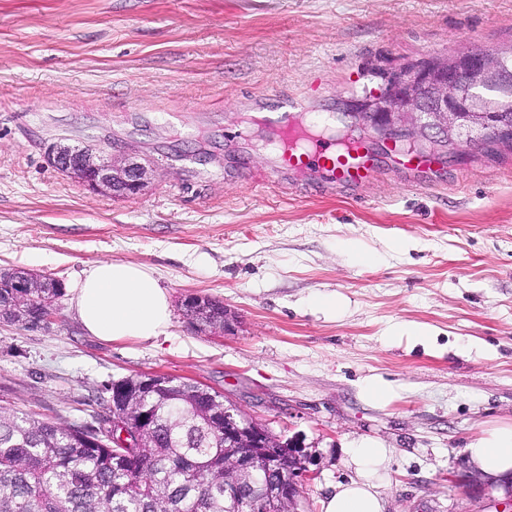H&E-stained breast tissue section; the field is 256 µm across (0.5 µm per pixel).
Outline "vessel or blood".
<instances>
[{"label":"vessel or blood","instance_id":"obj_1","mask_svg":"<svg viewBox=\"0 0 512 512\" xmlns=\"http://www.w3.org/2000/svg\"><path fill=\"white\" fill-rule=\"evenodd\" d=\"M275 133L267 144L273 174L314 175L313 190L328 194L357 189L375 173V156L367 139L343 137L344 125L333 113L306 112L302 103L281 102L270 114Z\"/></svg>","mask_w":512,"mask_h":512}]
</instances>
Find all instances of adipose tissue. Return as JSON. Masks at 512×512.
I'll use <instances>...</instances> for the list:
<instances>
[{"label":"adipose tissue","instance_id":"ef3b65f1","mask_svg":"<svg viewBox=\"0 0 512 512\" xmlns=\"http://www.w3.org/2000/svg\"><path fill=\"white\" fill-rule=\"evenodd\" d=\"M71 306L92 336L118 342L166 335L171 307L168 293L145 266L124 261L97 263L71 290ZM466 454L469 463L491 479L512 474V424L486 430ZM355 479L341 482L323 502V512H385L381 493L390 451L367 440L348 451Z\"/></svg>","mask_w":512,"mask_h":512}]
</instances>
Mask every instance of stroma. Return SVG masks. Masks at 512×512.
I'll use <instances>...</instances> for the list:
<instances>
[{
	"label": "stroma",
	"instance_id": "1",
	"mask_svg": "<svg viewBox=\"0 0 512 512\" xmlns=\"http://www.w3.org/2000/svg\"><path fill=\"white\" fill-rule=\"evenodd\" d=\"M509 45L512 0H0V269L68 288L131 262L172 306L149 341L89 335L66 294L49 324L0 322V407L94 425L107 384L164 373L302 434L303 512L353 478L365 439L392 452L387 512H512L466 455L512 423V149L415 176L383 156L362 189L319 196L302 173L265 180L260 140L234 136L283 96L341 113L404 63ZM56 145L132 151L154 176L96 194L50 164ZM189 294L222 302L230 330H198Z\"/></svg>",
	"mask_w": 512,
	"mask_h": 512
}]
</instances>
